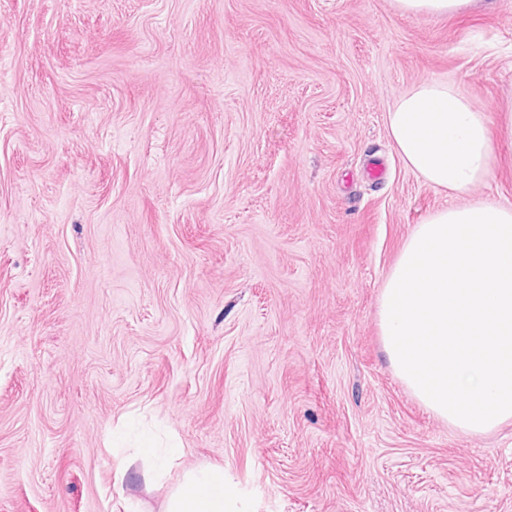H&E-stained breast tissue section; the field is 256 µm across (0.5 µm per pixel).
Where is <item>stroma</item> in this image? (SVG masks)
Segmentation results:
<instances>
[{
    "label": "stroma",
    "instance_id": "35a3bbf8",
    "mask_svg": "<svg viewBox=\"0 0 512 512\" xmlns=\"http://www.w3.org/2000/svg\"><path fill=\"white\" fill-rule=\"evenodd\" d=\"M427 80L497 119L512 0H0V512H164L201 465L236 512H512V422L450 429L379 335L449 202L387 131ZM494 148L473 196L512 203ZM473 0H394L396 8L411 16H454L471 5Z\"/></svg>",
    "mask_w": 512,
    "mask_h": 512
}]
</instances>
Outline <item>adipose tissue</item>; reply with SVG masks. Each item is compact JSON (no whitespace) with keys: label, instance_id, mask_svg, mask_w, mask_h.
Wrapping results in <instances>:
<instances>
[{"label":"adipose tissue","instance_id":"obj_1","mask_svg":"<svg viewBox=\"0 0 512 512\" xmlns=\"http://www.w3.org/2000/svg\"><path fill=\"white\" fill-rule=\"evenodd\" d=\"M404 165L451 197L418 224L380 293L383 349L429 412L467 434L512 420V204L471 200L489 179V118L473 92L430 80L387 114ZM224 471H187L164 512H229Z\"/></svg>","mask_w":512,"mask_h":512}]
</instances>
